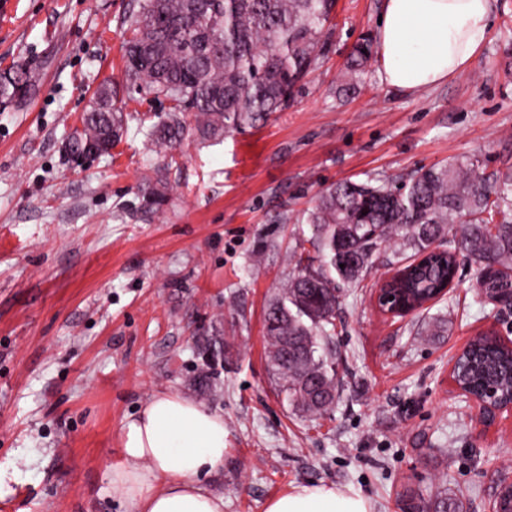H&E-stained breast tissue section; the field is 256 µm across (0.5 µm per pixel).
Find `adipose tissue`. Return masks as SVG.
<instances>
[{"instance_id":"1","label":"adipose tissue","mask_w":512,"mask_h":512,"mask_svg":"<svg viewBox=\"0 0 512 512\" xmlns=\"http://www.w3.org/2000/svg\"><path fill=\"white\" fill-rule=\"evenodd\" d=\"M493 0H384L375 39L383 83L421 93L466 68L493 23ZM113 491L131 512H224L206 485L224 469L229 434L223 413L192 398L160 392L126 419ZM264 512H373L349 486L311 484L267 500Z\"/></svg>"}]
</instances>
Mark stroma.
Masks as SVG:
<instances>
[{"mask_svg": "<svg viewBox=\"0 0 512 512\" xmlns=\"http://www.w3.org/2000/svg\"><path fill=\"white\" fill-rule=\"evenodd\" d=\"M131 0H0V72L26 64L34 91L0 105V512H129L109 474L126 417L159 392L224 415L230 449L208 482L224 512H263L310 483L350 486L373 512L409 494L462 491L491 512L512 484V414L482 421L449 379L481 330L512 346V308L455 286L426 311L381 313L375 284L402 263L380 248L345 288L330 347L339 381L321 415L280 392L264 316L295 254L319 259L303 214L343 180H408L465 158L512 164V0H494L471 64L418 94L387 87L372 62L342 92L352 46L382 0H338L319 66L284 111L167 153L144 123L159 102L124 83L120 21ZM119 82L125 132L110 155L67 145L104 78ZM164 169L160 209L142 198ZM445 334L428 335L434 318Z\"/></svg>", "mask_w": 512, "mask_h": 512, "instance_id": "obj_1", "label": "stroma"}]
</instances>
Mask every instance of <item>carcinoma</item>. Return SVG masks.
Segmentation results:
<instances>
[{"label": "carcinoma", "instance_id": "obj_1", "mask_svg": "<svg viewBox=\"0 0 512 512\" xmlns=\"http://www.w3.org/2000/svg\"><path fill=\"white\" fill-rule=\"evenodd\" d=\"M336 0H134L123 19L125 80L169 106L147 130L152 144L175 148L193 136L217 139L224 132L266 121L287 108L303 80L318 67L328 40L326 25ZM371 37L352 48L345 90L354 91L373 58ZM31 82L26 66L0 73V104L20 100ZM94 97L98 108L81 116L71 155L110 154L124 134L116 106L117 85L104 80ZM322 258L296 256L295 273L270 305L265 335L270 360L288 401L304 413L322 414L337 398L336 359L326 353L341 301L335 279L360 286L373 257L394 240L412 251L394 287L419 300L451 283L455 248L434 257L428 250L458 225V245L477 263L479 294L512 288V165L490 176L471 160L417 170L403 190L393 179L343 181L327 188L308 212ZM456 383L479 395L495 388L512 402V348L496 336L479 335L458 360ZM409 512H467L462 493L430 488L413 499Z\"/></svg>", "mask_w": 512, "mask_h": 512}]
</instances>
